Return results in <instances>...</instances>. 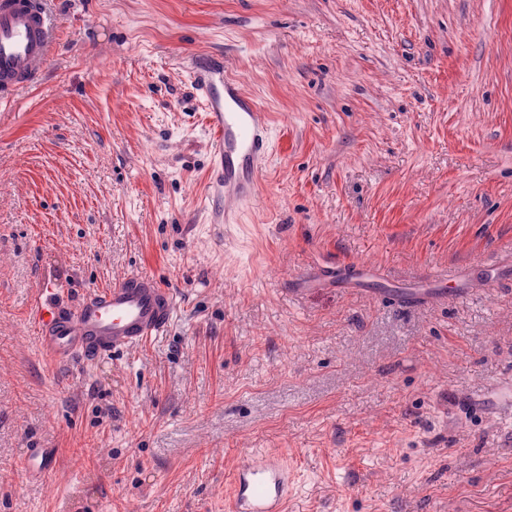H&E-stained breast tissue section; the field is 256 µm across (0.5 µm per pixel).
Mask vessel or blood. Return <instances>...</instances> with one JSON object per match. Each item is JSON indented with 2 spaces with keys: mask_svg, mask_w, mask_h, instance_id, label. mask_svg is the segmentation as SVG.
Instances as JSON below:
<instances>
[{
  "mask_svg": "<svg viewBox=\"0 0 512 512\" xmlns=\"http://www.w3.org/2000/svg\"><path fill=\"white\" fill-rule=\"evenodd\" d=\"M55 28L42 0H0V98L15 87L33 83L51 54ZM191 83L201 94L213 157L211 187L216 198L241 203L257 191L258 165L270 152L268 120L259 103L243 89L239 78L222 61L208 60L189 67ZM426 296H404V303L420 299L442 301L457 297L448 276L433 275ZM56 286L44 283L32 309L38 347L55 366H73L138 346L169 325L175 297L157 279L138 274L105 291L91 293L73 307L57 299ZM471 406L494 411L512 409V386L471 399ZM56 449L30 448L25 471L32 476L55 472ZM290 473L279 453L263 451L245 458L233 478L231 512H283Z\"/></svg>",
  "mask_w": 512,
  "mask_h": 512,
  "instance_id": "1",
  "label": "vessel or blood"
}]
</instances>
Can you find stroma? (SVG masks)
I'll list each match as a JSON object with an SVG mask.
<instances>
[{"mask_svg": "<svg viewBox=\"0 0 512 512\" xmlns=\"http://www.w3.org/2000/svg\"><path fill=\"white\" fill-rule=\"evenodd\" d=\"M36 81L0 105V512H226L249 454L285 512H512V0H45ZM269 117L259 192L214 221L190 62ZM472 296L407 307L433 272ZM140 274L162 335L85 367L35 347ZM54 448L30 477L27 449ZM470 404L474 407L485 408L486 410L495 411L499 408L512 409V386H502L496 391L481 394L477 398H470ZM57 450L54 448H30L24 457L25 471L32 476H47L56 471Z\"/></svg>", "mask_w": 512, "mask_h": 512, "instance_id": "stroma-1", "label": "stroma"}]
</instances>
